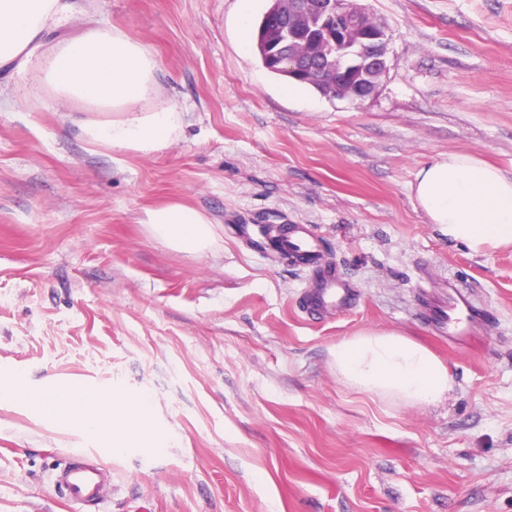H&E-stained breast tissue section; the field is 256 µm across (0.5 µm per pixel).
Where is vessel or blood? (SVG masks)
Instances as JSON below:
<instances>
[{
	"label": "vessel or blood",
	"mask_w": 512,
	"mask_h": 512,
	"mask_svg": "<svg viewBox=\"0 0 512 512\" xmlns=\"http://www.w3.org/2000/svg\"><path fill=\"white\" fill-rule=\"evenodd\" d=\"M278 232L281 254L294 263L312 268L307 310L318 315L352 309L355 303L352 287L336 265L326 260L318 236L302 224H282ZM427 318L432 321L435 332L452 343L467 341L476 322L468 297L457 288L449 289L447 295L433 298ZM104 475L105 471L100 467H70L58 473L56 482L62 498L75 502L97 496Z\"/></svg>",
	"instance_id": "1"
}]
</instances>
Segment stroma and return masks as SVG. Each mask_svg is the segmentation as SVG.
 Here are the masks:
<instances>
[{"mask_svg": "<svg viewBox=\"0 0 512 512\" xmlns=\"http://www.w3.org/2000/svg\"><path fill=\"white\" fill-rule=\"evenodd\" d=\"M390 70L362 105L267 72L237 0H71L23 72L0 70V376L147 394L168 440L115 452L0 402V512H512V247L448 242L410 184L439 154L512 174V0H359ZM116 28L154 63L162 152L115 153L82 130L111 106L42 80L56 46ZM182 203L213 238L187 252L146 210ZM309 224L352 285L351 310L304 311L308 268L262 231ZM470 291L485 320L453 345L429 296ZM396 330L447 366L446 399L410 406L336 373L339 340ZM96 450L98 506L58 498L59 466Z\"/></svg>", "mask_w": 512, "mask_h": 512, "instance_id": "1", "label": "stroma"}]
</instances>
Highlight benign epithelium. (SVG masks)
<instances>
[{
	"mask_svg": "<svg viewBox=\"0 0 512 512\" xmlns=\"http://www.w3.org/2000/svg\"><path fill=\"white\" fill-rule=\"evenodd\" d=\"M287 10L276 14L285 35L292 36L294 23L299 15L296 0H284ZM325 32V43L331 51H341L343 62L365 74L373 70L387 71V36L384 27L369 29L364 24L363 11L350 5V0H321L320 5ZM269 55L277 59L280 71L296 80L320 78L319 69L301 58L290 55L276 45ZM377 85L365 80L346 85L341 96L361 104L376 91Z\"/></svg>",
	"mask_w": 512,
	"mask_h": 512,
	"instance_id": "1",
	"label": "benign epithelium"
}]
</instances>
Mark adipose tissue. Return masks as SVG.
I'll return each mask as SVG.
<instances>
[{
	"instance_id": "adipose-tissue-1",
	"label": "adipose tissue",
	"mask_w": 512,
	"mask_h": 512,
	"mask_svg": "<svg viewBox=\"0 0 512 512\" xmlns=\"http://www.w3.org/2000/svg\"><path fill=\"white\" fill-rule=\"evenodd\" d=\"M67 0H0V68L24 70L41 49L49 28L68 12ZM154 62L149 52L121 32L94 29L58 46L45 80L64 100L109 104L108 121H85L98 143L118 151L163 149L182 123L170 103L152 111L137 106L152 94ZM411 194L429 223L449 241L483 254L512 245V176L477 155L439 154L422 166ZM153 233L180 249L195 252L208 245L211 221L200 211L174 203L147 210ZM336 371L355 389L409 405L441 401L452 388L447 366L425 346L395 331H361L337 342ZM26 399L49 424L74 430L113 449L136 446L157 451L164 435L151 428L147 396L113 397L75 384L64 395L31 394L15 374L0 379V401ZM131 425L119 435L116 418Z\"/></svg>"
}]
</instances>
